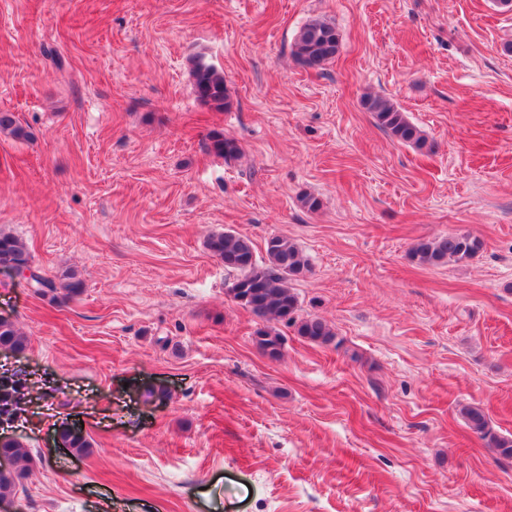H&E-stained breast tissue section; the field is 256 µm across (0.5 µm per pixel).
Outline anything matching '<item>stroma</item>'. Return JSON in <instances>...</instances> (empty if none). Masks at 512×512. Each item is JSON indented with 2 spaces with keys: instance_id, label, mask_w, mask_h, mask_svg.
Wrapping results in <instances>:
<instances>
[{
  "instance_id": "stroma-1",
  "label": "stroma",
  "mask_w": 512,
  "mask_h": 512,
  "mask_svg": "<svg viewBox=\"0 0 512 512\" xmlns=\"http://www.w3.org/2000/svg\"><path fill=\"white\" fill-rule=\"evenodd\" d=\"M336 59L292 55L307 21ZM223 71L202 105L190 67ZM424 134L394 142L362 105ZM0 228L60 304L0 268V317L29 338L0 365L36 382L14 435L32 469L18 512H512V9L497 0H0ZM233 139L231 161L208 149ZM322 206L310 212L303 194ZM288 237L318 345L227 293L205 247L224 229ZM467 231V262L420 266L419 239ZM81 426L92 446L53 444ZM339 47L336 27L325 20L313 19L299 30L293 45V54L301 66L317 68L334 60ZM363 107L372 115L375 124L393 141L416 147L425 145L422 131L410 122L400 109L389 99L378 94H368L363 100ZM10 270L15 271L19 275H22L27 280L30 288H37L39 293H52V299L60 298L62 301L66 299H72L79 296L83 292L84 283L78 277L77 273L72 270L64 271L55 278L47 277L39 271L32 270V280L26 267H16ZM32 281L34 287L32 285ZM55 293L58 295H55ZM256 345L259 350L271 359H278L283 348V339L272 326L266 325L256 332ZM460 415L468 427L486 440L501 457L512 458V436H502L493 432L482 407L472 404L464 405L460 409Z\"/></svg>"
}]
</instances>
